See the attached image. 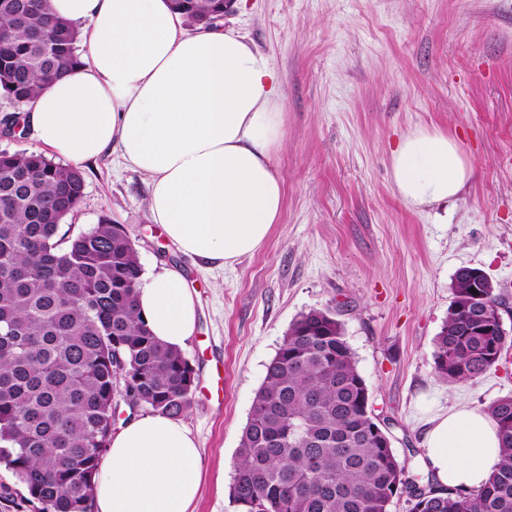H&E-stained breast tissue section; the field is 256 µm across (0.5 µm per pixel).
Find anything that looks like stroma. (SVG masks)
I'll list each match as a JSON object with an SVG mask.
<instances>
[{"label": "stroma", "mask_w": 512, "mask_h": 512, "mask_svg": "<svg viewBox=\"0 0 512 512\" xmlns=\"http://www.w3.org/2000/svg\"><path fill=\"white\" fill-rule=\"evenodd\" d=\"M220 26L276 76L284 204L264 245L219 268L183 255L147 209L148 178L108 152L84 164L75 231L109 219L144 273L181 271L198 299L183 348L199 375L182 420L202 457L192 512H239L230 496L253 399L290 324L331 309L374 413L419 485L430 420L512 395V347L483 375L439 380L434 339L458 269L484 270L512 331V0H234ZM418 127L454 135L473 175L453 201L418 209L390 157Z\"/></svg>", "instance_id": "1"}]
</instances>
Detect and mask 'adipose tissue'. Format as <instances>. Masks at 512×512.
I'll return each mask as SVG.
<instances>
[{
    "instance_id": "ef3b65f1",
    "label": "adipose tissue",
    "mask_w": 512,
    "mask_h": 512,
    "mask_svg": "<svg viewBox=\"0 0 512 512\" xmlns=\"http://www.w3.org/2000/svg\"><path fill=\"white\" fill-rule=\"evenodd\" d=\"M80 32L81 62L40 91L28 121L43 149L80 164L118 149L150 183L148 210L186 256L219 265L255 253L283 207L275 155L283 138L274 75L245 39L215 26L187 33L169 0H49ZM392 180L412 208L457 198L472 166L457 140L419 127L391 152ZM151 333L183 348L194 294L181 273L149 274L136 294ZM423 458L441 486L482 488L502 442L485 411L432 420ZM201 454L178 418L142 414L115 433L93 487L96 512H190Z\"/></svg>"
}]
</instances>
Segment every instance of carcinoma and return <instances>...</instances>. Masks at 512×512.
Segmentation results:
<instances>
[{
    "label": "carcinoma",
    "mask_w": 512,
    "mask_h": 512,
    "mask_svg": "<svg viewBox=\"0 0 512 512\" xmlns=\"http://www.w3.org/2000/svg\"><path fill=\"white\" fill-rule=\"evenodd\" d=\"M190 25L223 15L224 0H172ZM0 95L25 112L78 63V31L47 0H0ZM80 168L36 150L0 151V463L24 486L0 498L14 512H91L99 464L131 410L179 416L197 373L151 334L136 307L143 274L129 234L103 219L73 233L64 219L84 197ZM469 274L434 341L437 376L476 378L510 336H481L463 307ZM502 461L484 487L423 488L374 433L370 393L343 323L329 309L289 326L257 390L236 450L232 496L241 512H512V396L488 407Z\"/></svg>",
    "instance_id": "1"
}]
</instances>
